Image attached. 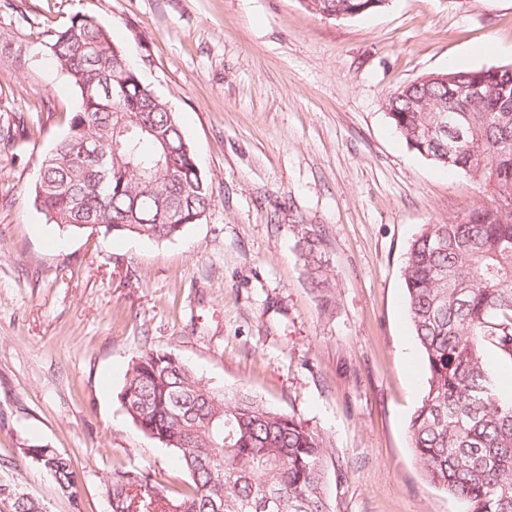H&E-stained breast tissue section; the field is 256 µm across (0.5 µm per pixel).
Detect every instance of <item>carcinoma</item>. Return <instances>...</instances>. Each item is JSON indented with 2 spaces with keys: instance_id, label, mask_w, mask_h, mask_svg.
<instances>
[{
  "instance_id": "carcinoma-1",
  "label": "carcinoma",
  "mask_w": 512,
  "mask_h": 512,
  "mask_svg": "<svg viewBox=\"0 0 512 512\" xmlns=\"http://www.w3.org/2000/svg\"><path fill=\"white\" fill-rule=\"evenodd\" d=\"M389 0H306L334 20L378 11ZM80 95L67 134L40 166L34 204L64 231L180 236L213 202L176 112L144 84L108 33L74 19L49 46ZM481 81L479 99L459 94ZM385 107L407 147L491 187L496 203L426 224L402 271L426 388L408 433L426 481L464 512H512V401L490 383L485 352L512 360V66L451 71L404 86ZM450 110L448 129L433 109ZM299 258L311 284L330 292L322 237L306 225ZM148 438L172 449L189 478L167 492L139 471L104 485L112 512H331L324 461L329 440L301 418L240 392L218 393L174 353L146 348L119 393ZM72 501L81 482L53 449L38 463Z\"/></svg>"
}]
</instances>
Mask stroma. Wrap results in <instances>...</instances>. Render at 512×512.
Here are the masks:
<instances>
[{
  "label": "stroma",
  "instance_id": "stroma-1",
  "mask_svg": "<svg viewBox=\"0 0 512 512\" xmlns=\"http://www.w3.org/2000/svg\"><path fill=\"white\" fill-rule=\"evenodd\" d=\"M89 17L168 101L214 202L175 239L64 233L36 208L79 98L45 54ZM512 65V0H390L326 19L301 0H0V512H111L118 470L187 475L118 394L131 359L177 354L213 390L300 416L333 448V512H462L429 485L408 422L426 371L402 268L423 225L494 202L409 150L384 108L429 74ZM319 226L332 301L297 253ZM70 456L78 501L26 458Z\"/></svg>",
  "mask_w": 512,
  "mask_h": 512
}]
</instances>
